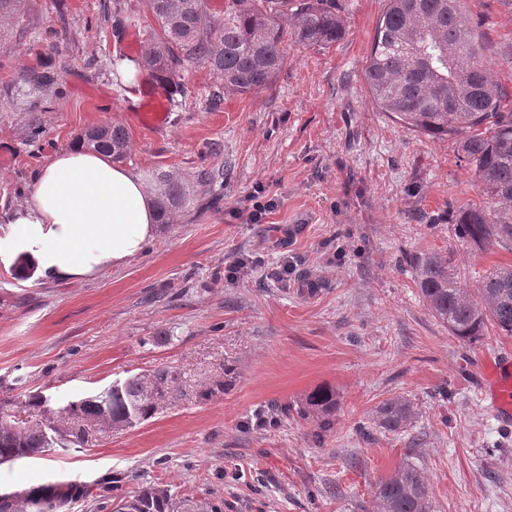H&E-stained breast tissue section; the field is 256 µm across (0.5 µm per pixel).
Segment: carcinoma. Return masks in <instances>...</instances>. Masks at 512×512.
<instances>
[{
  "mask_svg": "<svg viewBox=\"0 0 512 512\" xmlns=\"http://www.w3.org/2000/svg\"><path fill=\"white\" fill-rule=\"evenodd\" d=\"M27 0H0V20H16ZM462 0H386L364 78L374 102L412 131L455 137L474 167L493 208L470 209L456 218L459 233L478 248L512 251V94L491 76L482 58L480 35L461 7ZM155 27L146 31L143 63L173 82L184 66L200 63L224 81V90L250 94L270 86L287 63L285 46H327L344 33L336 0H228L214 14L209 0H145ZM87 146L114 160L127 154L120 126H97L82 137ZM157 206L162 219L196 200L190 183L167 173L157 175ZM424 305L451 335L480 342L492 325L512 336V266H497L473 293L448 270V259L424 253L412 264ZM237 368L224 372L196 393L200 403L224 395ZM179 373L159 366L98 393L54 409L36 393L23 400L0 401V462L34 457L55 447L79 449L89 424L132 428L179 398ZM340 399L330 386L310 392L297 408L267 410L278 421L292 413L320 428L333 424ZM415 417L410 400L396 396L375 411L373 423L388 433L405 431ZM93 486L43 484L0 494V512H68L92 497ZM378 512H430L429 485L415 465H400L374 491ZM112 512H224V503L179 497L158 482L120 499Z\"/></svg>",
  "mask_w": 512,
  "mask_h": 512,
  "instance_id": "cac0c4a2",
  "label": "carcinoma"
}]
</instances>
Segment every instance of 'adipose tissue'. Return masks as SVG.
I'll return each mask as SVG.
<instances>
[{"label": "adipose tissue", "instance_id": "1", "mask_svg": "<svg viewBox=\"0 0 512 512\" xmlns=\"http://www.w3.org/2000/svg\"><path fill=\"white\" fill-rule=\"evenodd\" d=\"M158 216L142 179L109 154L74 143L49 158L29 200L1 218L9 247L0 264L22 256L48 281L93 278L140 256Z\"/></svg>", "mask_w": 512, "mask_h": 512}]
</instances>
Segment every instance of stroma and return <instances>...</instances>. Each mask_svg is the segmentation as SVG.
I'll list each match as a JSON object with an SVG mask.
<instances>
[{
  "label": "stroma",
  "mask_w": 512,
  "mask_h": 512,
  "mask_svg": "<svg viewBox=\"0 0 512 512\" xmlns=\"http://www.w3.org/2000/svg\"><path fill=\"white\" fill-rule=\"evenodd\" d=\"M386 0H338L345 32L327 46L287 47L269 87L227 92L206 66L172 88L169 123L150 136L113 73L130 33L150 22L144 0H30L0 40V212L28 200L37 172L94 125L130 136L124 166L212 175L145 252L95 278L45 284L22 262L0 264V399L40 392L60 404L159 366L184 395L136 427L92 432L82 451L0 464V494L34 484L118 479L112 497L161 482L224 512H375V485L409 462L426 475L431 512H512V425L480 398L478 357L512 358V336L489 328L473 345L422 302L411 268L447 256L462 284L512 265V252L462 239L456 211L487 205L451 139L403 128L372 102L364 79ZM497 83L512 90V0H464ZM51 77L40 96L24 73ZM272 206L249 220L248 197ZM246 266L238 278L224 270ZM232 362L223 396L193 391ZM335 387L332 428L295 416L259 428L271 404L299 405ZM404 396L406 432L362 438L379 405Z\"/></svg>",
  "instance_id": "1"
}]
</instances>
